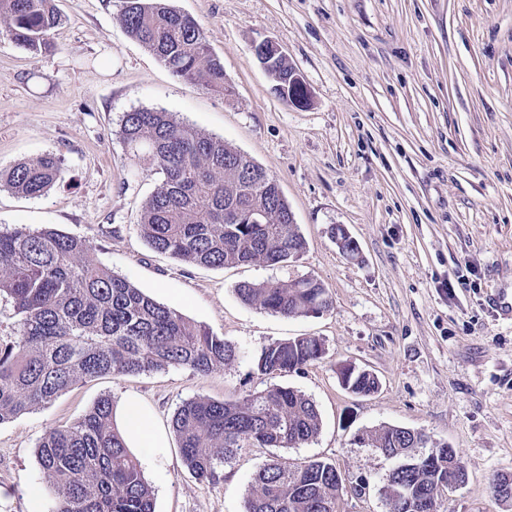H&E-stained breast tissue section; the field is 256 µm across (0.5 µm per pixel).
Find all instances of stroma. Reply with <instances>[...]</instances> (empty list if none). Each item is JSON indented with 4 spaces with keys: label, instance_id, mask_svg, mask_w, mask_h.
Masks as SVG:
<instances>
[{
    "label": "stroma",
    "instance_id": "obj_1",
    "mask_svg": "<svg viewBox=\"0 0 512 512\" xmlns=\"http://www.w3.org/2000/svg\"><path fill=\"white\" fill-rule=\"evenodd\" d=\"M62 21L39 54L0 35V171L45 154L65 182L39 197L0 188V228L51 227L90 240L92 258L156 301L223 336L235 364L165 368L76 384L0 424V512H49L36 457L46 430L98 400L134 394L170 427L183 402L261 390L253 360L270 343L323 339L322 360L276 377L316 405L322 428L284 451H241L216 484L196 480L177 439L143 464L155 512H241L276 454L327 459L346 489L336 512H390L395 465L371 445L386 426L454 448L467 473L436 512H512L493 481L512 476V320L489 300L512 292V0H172L224 65L231 95L174 77L125 34L120 0H54ZM278 43L312 98L285 104L253 45ZM172 113L218 137L278 182L306 241L299 259L212 268L151 248L142 208L161 176L134 163L125 113ZM344 225L361 259L330 236ZM320 280L330 312L285 318L244 304L241 282ZM354 365L376 393L340 383ZM39 488L31 499V488ZM341 384L354 394L368 396L379 388L377 376L368 370L348 372L346 368L340 370Z\"/></svg>",
    "mask_w": 512,
    "mask_h": 512
}]
</instances>
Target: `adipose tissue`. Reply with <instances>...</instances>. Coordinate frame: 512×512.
Wrapping results in <instances>:
<instances>
[{"label": "adipose tissue", "mask_w": 512, "mask_h": 512, "mask_svg": "<svg viewBox=\"0 0 512 512\" xmlns=\"http://www.w3.org/2000/svg\"><path fill=\"white\" fill-rule=\"evenodd\" d=\"M115 423L126 445L147 460L167 447L168 435L153 410L139 397H124L115 408Z\"/></svg>", "instance_id": "1"}]
</instances>
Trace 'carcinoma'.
I'll use <instances>...</instances> for the list:
<instances>
[{
    "label": "carcinoma",
    "mask_w": 512,
    "mask_h": 512,
    "mask_svg": "<svg viewBox=\"0 0 512 512\" xmlns=\"http://www.w3.org/2000/svg\"><path fill=\"white\" fill-rule=\"evenodd\" d=\"M119 20L127 36L173 76L229 92L224 65L211 54L204 32L170 0H122ZM0 21L1 35L36 54L61 18L52 0H0ZM264 69L288 88L293 67L287 59H274ZM121 136L134 157L162 174L139 224L153 249L180 262L221 268L257 261L276 265L304 252L305 239L288 221L290 207L276 179L224 140L154 109L126 113ZM64 178L61 161L45 155L14 167L6 184L38 197ZM238 212H249L258 222L238 224ZM92 248L89 240L54 228L0 229V296L10 297L20 315L15 335L0 342V424L50 403L80 379L170 367L208 373L239 359L240 352L223 337L89 260ZM235 292L243 303L283 317L333 308L327 288L312 276L241 282ZM325 354V343L316 336L274 341L255 361V372L272 379ZM340 381L362 396L379 388L368 370L343 368ZM112 406L104 397L40 439L38 462L53 478L51 512H154L140 462L111 424ZM171 425L187 469L199 481L216 484L238 451L256 443L305 445L319 434L321 417L301 392L269 384L241 400H188ZM372 445L386 456H414V464L389 475L391 512H429L440 488L448 487L456 451L446 444L429 447L423 434L398 426L375 432ZM344 489L333 463L277 456L255 474L242 512H336Z\"/></svg>",
    "instance_id": "1"
}]
</instances>
